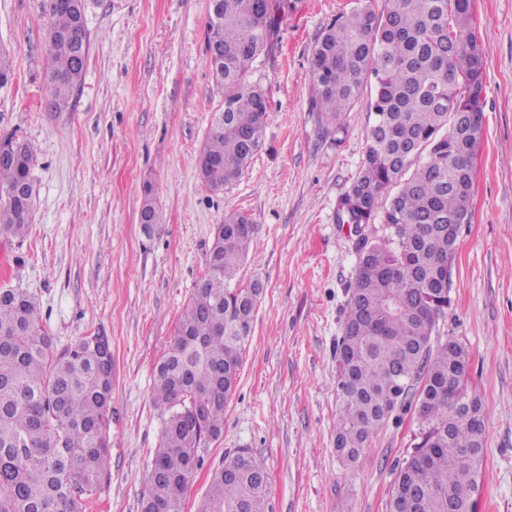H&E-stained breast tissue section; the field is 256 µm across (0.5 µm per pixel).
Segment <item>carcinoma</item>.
Segmentation results:
<instances>
[{"label": "carcinoma", "mask_w": 512, "mask_h": 512, "mask_svg": "<svg viewBox=\"0 0 512 512\" xmlns=\"http://www.w3.org/2000/svg\"><path fill=\"white\" fill-rule=\"evenodd\" d=\"M336 16L318 33L310 62V109L343 130L367 86L373 124L359 170L337 214L355 225L357 262L336 339V455L355 466L407 398L419 433L390 489L389 512H472L483 458L485 413L469 393V357L437 326L449 304L456 238L469 221L473 157L483 134L461 124L483 114L486 54L470 30V0H382ZM89 0H45L48 108L65 112L82 83ZM288 0H208L206 48L224 93V124L210 123L196 160L211 191L237 181L262 144L268 93L249 81L279 36ZM0 241L22 238L34 209V155L15 132L0 135ZM253 224L232 213L216 225L206 273L156 366L152 401L165 414L140 512H184L203 464L201 444L219 439L252 332L259 283L237 273ZM82 336L57 349L35 298L0 289V512H85L109 454L112 345ZM197 512H267V472L247 448L224 458Z\"/></svg>", "instance_id": "carcinoma-1"}]
</instances>
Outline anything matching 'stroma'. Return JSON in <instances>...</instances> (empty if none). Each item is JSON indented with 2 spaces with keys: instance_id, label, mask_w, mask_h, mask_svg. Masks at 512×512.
I'll list each match as a JSON object with an SVG mask.
<instances>
[{
  "instance_id": "obj_1",
  "label": "stroma",
  "mask_w": 512,
  "mask_h": 512,
  "mask_svg": "<svg viewBox=\"0 0 512 512\" xmlns=\"http://www.w3.org/2000/svg\"><path fill=\"white\" fill-rule=\"evenodd\" d=\"M355 2L291 0L249 75L269 91L263 143L236 182L212 191L195 170L222 101L205 51L207 0H91L85 74L64 112L45 107L42 0H0L11 61L0 132L28 140L36 188L27 234L0 244V288L35 296L55 345L98 330L112 340L110 453L91 512H139L163 429L153 372L230 213L254 224L239 280L263 293L223 435L202 445L184 512L240 448L266 463L270 512H388L415 411L391 418L356 466L334 449V348L356 266L353 227L336 211L372 119L358 103L336 142L310 109L315 37ZM472 30L486 51L483 136L439 329L467 349V385L486 414L474 512H512V0H473ZM148 182L162 215L149 232L139 222Z\"/></svg>"
}]
</instances>
